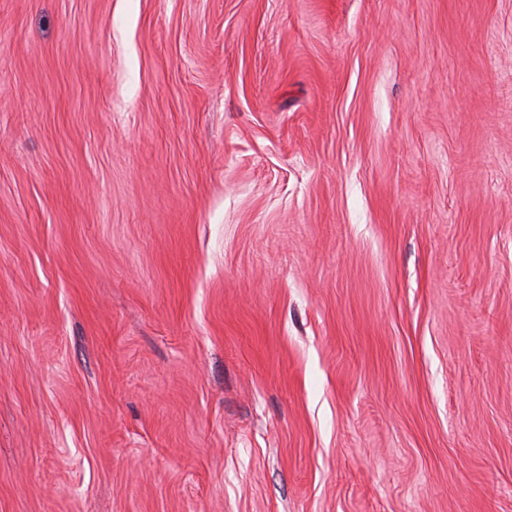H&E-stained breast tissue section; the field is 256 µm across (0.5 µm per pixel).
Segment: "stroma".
I'll return each instance as SVG.
<instances>
[{
    "instance_id": "1",
    "label": "stroma",
    "mask_w": 512,
    "mask_h": 512,
    "mask_svg": "<svg viewBox=\"0 0 512 512\" xmlns=\"http://www.w3.org/2000/svg\"><path fill=\"white\" fill-rule=\"evenodd\" d=\"M0 512H512V0H0Z\"/></svg>"
}]
</instances>
